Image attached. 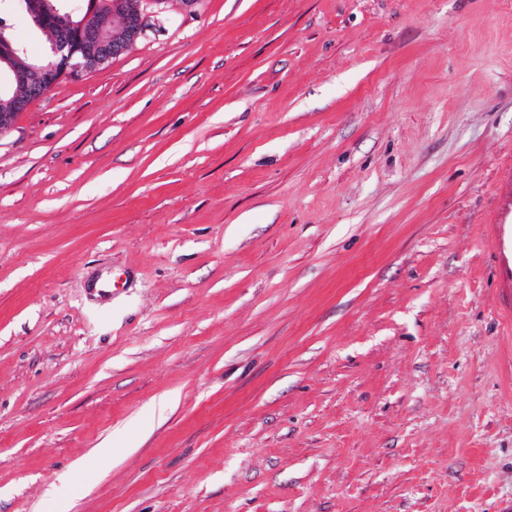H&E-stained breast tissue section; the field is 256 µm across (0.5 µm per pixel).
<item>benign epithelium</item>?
Here are the masks:
<instances>
[{
    "instance_id": "7a95c632",
    "label": "benign epithelium",
    "mask_w": 512,
    "mask_h": 512,
    "mask_svg": "<svg viewBox=\"0 0 512 512\" xmlns=\"http://www.w3.org/2000/svg\"><path fill=\"white\" fill-rule=\"evenodd\" d=\"M170 0H93L78 13L74 9L45 7L47 0H22L21 8L38 15L35 25L48 30L53 61L16 66L17 50L12 42L0 41V71L10 75V82L0 83V96H10L12 117L25 111L39 99L60 87L61 79L71 72L89 71L105 60L126 53L143 35L152 16L167 11ZM122 12L129 36L118 39L102 23V16Z\"/></svg>"
}]
</instances>
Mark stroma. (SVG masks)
<instances>
[{"label": "stroma", "mask_w": 512, "mask_h": 512, "mask_svg": "<svg viewBox=\"0 0 512 512\" xmlns=\"http://www.w3.org/2000/svg\"><path fill=\"white\" fill-rule=\"evenodd\" d=\"M511 290L512 0L170 9L0 135V512H512Z\"/></svg>", "instance_id": "35a3bbf8"}]
</instances>
